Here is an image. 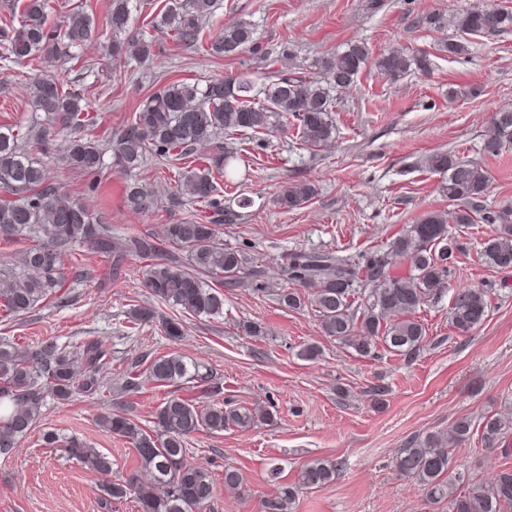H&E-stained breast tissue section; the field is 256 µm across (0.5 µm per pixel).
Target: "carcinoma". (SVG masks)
Listing matches in <instances>:
<instances>
[{
  "instance_id": "cac0c4a2",
  "label": "carcinoma",
  "mask_w": 512,
  "mask_h": 512,
  "mask_svg": "<svg viewBox=\"0 0 512 512\" xmlns=\"http://www.w3.org/2000/svg\"><path fill=\"white\" fill-rule=\"evenodd\" d=\"M129 4L130 0H112L113 54L146 61L152 56L149 41L122 38L129 24ZM219 6V0H169L164 12L156 16L155 27L171 30L183 42L195 43ZM49 8V0H25L20 18H1L0 56L35 65L29 86L31 104L63 131L84 125L88 102L84 95L65 90L48 64L68 56L72 47L93 42L95 27L88 14L77 11L67 16L63 32L57 35L47 27ZM448 27L454 33L444 49L451 57L462 55L467 46L459 34L506 32L512 29V10L468 8L449 18ZM253 38V24L238 21L224 26L209 49L216 56H232ZM368 64L380 75L396 80L411 69L427 71L430 62L424 52L390 50L372 57L364 44L350 43L327 58L316 76L293 72L259 82L245 74L215 78L203 87L171 82L148 97L113 139V165L128 172L138 168L150 152L165 158L173 154L185 167L179 172L177 191L219 211L218 179H224L226 186L235 181L239 152L232 141L237 136L277 133L283 129L281 120L289 119L304 143L314 147L327 144L336 136L331 116L333 92L351 86ZM508 143L512 144V110L495 114L481 150L495 155ZM199 146L208 149V164L194 167L188 160ZM48 148L44 132L22 136L13 127L0 125V189L13 195L0 198V239L11 240L28 231L39 237L38 243L23 251L19 271L6 273L0 281L1 309L13 315L27 313L61 287L64 257L75 243L110 259L115 276L128 258L156 257L168 244L178 254L145 266L140 287L189 315H224V289L241 283L247 258L220 243L216 224L187 221L164 224L158 234L115 235L112 226L97 223L85 205L61 194L49 180L47 169L34 161L33 153ZM67 158L70 167L84 175L98 174L104 166L103 150L85 136L71 141ZM425 166L447 175L441 191L454 205L451 212L422 216L396 237L388 250L364 253L357 261L321 252H299L288 258V287L277 293L278 302L292 310L311 308L324 335L360 356L375 353L379 340L394 352L420 347L426 329L417 313L435 300L437 287L449 276L454 250L459 248L451 225L479 221L491 226L481 257L492 269L512 272V215L491 210L483 202L489 189L483 169L445 151L426 157ZM316 194V185L303 181L284 186L277 201L293 210ZM124 198L135 213L149 212L156 204L154 192L137 182L126 186ZM401 260L409 262L408 274L389 273ZM488 308L485 292L469 290L457 295L449 319L458 332L468 334L482 325ZM156 318L157 311L147 306L129 313L133 325ZM108 355L107 345L98 338L73 350L54 343L34 349L0 346V454H9L33 429L47 396L66 400L77 391H97ZM145 376L158 386L190 383L198 396H166L156 407L154 427L149 431L124 414L99 415L101 430L131 443L139 462L138 473L122 484H112V497L134 495L141 512H203L213 498L214 479L209 470L187 459L186 442L201 431L222 432L269 422L272 415L267 410L252 413L245 407L224 406V401L214 398L209 374L200 372L196 364L188 365L177 353L153 358ZM509 424L511 420L496 413L484 417L485 444L497 447ZM471 428L470 419L455 420L447 432L429 435L403 449L393 460L394 467L415 478L429 502L448 501L449 512L511 510L512 468L501 470L488 486H476L464 494L457 491L462 475L455 471L452 451L468 440ZM69 452L102 475L112 472V461L94 448L73 441ZM335 475V462H309L298 472L296 482L273 484L262 500V512H292L300 490L322 488Z\"/></svg>"
}]
</instances>
